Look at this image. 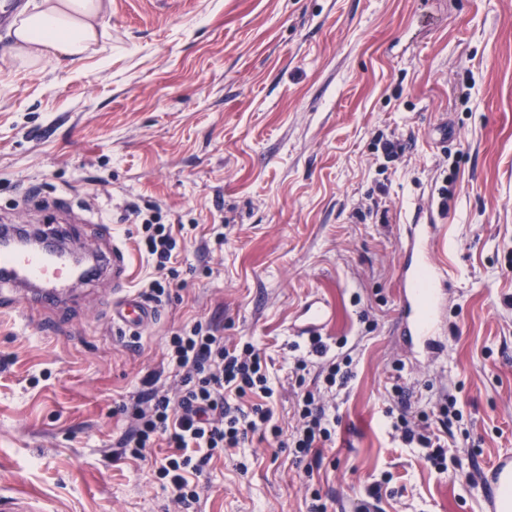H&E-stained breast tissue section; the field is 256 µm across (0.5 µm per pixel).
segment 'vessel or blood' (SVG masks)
I'll list each match as a JSON object with an SVG mask.
<instances>
[{
    "label": "vessel or blood",
    "mask_w": 512,
    "mask_h": 512,
    "mask_svg": "<svg viewBox=\"0 0 512 512\" xmlns=\"http://www.w3.org/2000/svg\"><path fill=\"white\" fill-rule=\"evenodd\" d=\"M433 232L430 224L407 225L402 245L398 328L413 342L431 341L443 309L441 284L446 270L429 253ZM69 236L68 229L58 225L46 230L40 250L0 245V282L21 290L20 295L0 298V312H17L24 301L48 308L58 304L74 275L73 253L64 244ZM105 272L112 275V325L131 332L149 326L156 312L128 288L129 259L121 245L112 244L100 254L83 278L90 281ZM333 319L331 303L317 297L305 303L290 331L297 337L317 336ZM480 482L485 512H512V453L498 455L481 471Z\"/></svg>",
    "instance_id": "1"
}]
</instances>
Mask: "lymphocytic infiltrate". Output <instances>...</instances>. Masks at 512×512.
<instances>
[{"mask_svg": "<svg viewBox=\"0 0 512 512\" xmlns=\"http://www.w3.org/2000/svg\"><path fill=\"white\" fill-rule=\"evenodd\" d=\"M138 247L155 271L144 296L162 302L179 285V248L172 225L160 223L155 215L144 220ZM166 359L182 374L178 394L157 388L155 377L145 379L135 402L121 408L135 425L120 446L122 456L135 461L146 460L149 449L167 447V455L154 463L155 474L182 512H193L200 499L199 478L213 457L241 447L251 436L273 438L296 460L314 462L333 440L336 424L316 389L299 400V425L284 434L270 405L274 387L267 363L251 342L225 344L218 327L198 321L170 336ZM393 428L403 443L422 448L427 462L446 471L451 448L430 432L424 419L414 418L402 404Z\"/></svg>", "mask_w": 512, "mask_h": 512, "instance_id": "f902f5d3", "label": "lymphocytic infiltrate"}]
</instances>
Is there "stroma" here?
<instances>
[{
	"label": "stroma",
	"mask_w": 512,
	"mask_h": 512,
	"mask_svg": "<svg viewBox=\"0 0 512 512\" xmlns=\"http://www.w3.org/2000/svg\"><path fill=\"white\" fill-rule=\"evenodd\" d=\"M103 25L104 50L26 70L0 24V225L116 240L138 292L152 267L133 208L149 205L184 227L182 285L134 334L109 321L108 277L58 312L0 317V496L177 512L148 463L119 458L118 407L154 371L179 388L167 341L201 320L265 357L288 432L296 359L352 364L324 396L338 423L313 472L249 440L206 466L197 512H309L316 488L327 512H484L477 475L512 453V0H112ZM421 212L448 274L434 359L396 327L402 227ZM314 296L336 311L322 355L288 332ZM449 397L453 479L386 416L401 400L435 422Z\"/></svg>",
	"instance_id": "stroma-1"
}]
</instances>
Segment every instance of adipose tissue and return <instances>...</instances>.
Here are the masks:
<instances>
[{
    "instance_id": "ef3b65f1",
    "label": "adipose tissue",
    "mask_w": 512,
    "mask_h": 512,
    "mask_svg": "<svg viewBox=\"0 0 512 512\" xmlns=\"http://www.w3.org/2000/svg\"><path fill=\"white\" fill-rule=\"evenodd\" d=\"M111 0H36L11 25L9 53L24 68L47 59L76 61L104 36Z\"/></svg>"
}]
</instances>
